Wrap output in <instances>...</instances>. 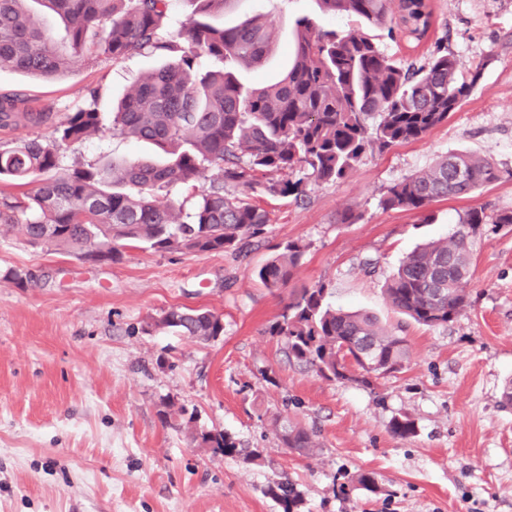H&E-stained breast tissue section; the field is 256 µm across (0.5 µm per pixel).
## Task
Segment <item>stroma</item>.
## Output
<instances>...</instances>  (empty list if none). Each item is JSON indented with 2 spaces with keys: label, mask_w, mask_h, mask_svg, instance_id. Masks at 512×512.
<instances>
[{
  "label": "stroma",
  "mask_w": 512,
  "mask_h": 512,
  "mask_svg": "<svg viewBox=\"0 0 512 512\" xmlns=\"http://www.w3.org/2000/svg\"><path fill=\"white\" fill-rule=\"evenodd\" d=\"M429 3L435 23L418 43L324 12L317 0H234L217 16L221 25L257 15L273 25L263 65L236 71L250 87L287 71L301 17L365 31L420 64L444 37L463 75L481 72L447 124L365 155L345 179L310 184L305 201L252 193L272 222L248 257L130 243L119 260L95 262L0 226V512H281L262 490L284 478L301 491L304 512H512V409L501 405L512 380V226L486 224L471 238L469 302L448 325L401 323L383 296L401 259L450 236L468 209L512 211V0ZM157 63L78 59L54 78L0 70V94L23 93L59 118L96 87L106 114ZM461 151L492 158L506 177L475 196L432 202L427 224L381 208L388 186ZM155 155L107 132L69 144L61 163ZM349 208L361 219L340 223ZM289 240L307 251L286 288L267 289L253 271ZM17 272L31 281L17 284ZM320 284L332 307L403 325L408 363L377 392L324 379L269 335L291 298ZM173 307L220 314L223 336L146 331ZM171 400L193 410L199 428L231 434L238 454L197 447L165 424L159 412ZM400 414L414 419V437L390 433ZM291 422L317 431L310 455L282 445L278 431ZM255 449L264 462L246 463ZM362 472L375 474L378 491L356 486Z\"/></svg>",
  "instance_id": "obj_1"
}]
</instances>
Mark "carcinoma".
<instances>
[{
	"label": "carcinoma",
	"mask_w": 512,
	"mask_h": 512,
	"mask_svg": "<svg viewBox=\"0 0 512 512\" xmlns=\"http://www.w3.org/2000/svg\"><path fill=\"white\" fill-rule=\"evenodd\" d=\"M28 0H0V70L50 78L65 69L66 54L28 10ZM66 22L69 47L114 63L141 54L165 63L141 76L103 123L98 92L66 115L55 137L0 142V180L16 187L37 184L20 196L0 191V223L19 224L33 240L98 258L114 260L127 243L188 252L245 256L272 223L271 212L251 203L248 192L307 196L310 182L342 180L363 156L418 140L448 121L477 82L459 78L458 61L443 43L422 64L387 54L368 34L343 35L296 20L286 74L258 87L243 86L235 71L258 67L271 50V25L253 18L217 26L212 17L235 0H191L194 9L177 35L163 33L172 0H36ZM333 14L355 15L387 30V35L421 40L432 26L428 0H318ZM220 61L223 69L203 71L199 60ZM52 119L46 108L20 94L0 95V130L42 126ZM111 131L154 145L159 162L94 161L70 168L60 164L62 146ZM211 169L209 186L198 190L191 212L157 203L156 193L177 186L195 187ZM490 158L451 153L423 171L387 187L382 208L415 211L430 219L429 205L439 198L463 197L501 179ZM511 225L512 211L490 217L482 207L459 217L449 237L428 242L408 254L388 279L385 299L394 313L425 327L453 322L467 304L463 285L471 277L469 240L483 224ZM308 245L292 240L278 246L256 271L264 287L287 286ZM146 330H175L209 341L224 333L221 317L204 308L173 307L146 324ZM288 357L323 377L375 391L380 376L361 361L349 369L336 361V348L374 349L372 358L396 374L408 362L405 336L364 311H345L325 302V286L305 288L269 327ZM161 418L186 429L192 441L226 456L239 453L228 433L200 430L183 405L164 404ZM401 439L416 434L407 415L389 422ZM284 447L307 454L318 447L316 432L298 424L280 432ZM265 496L282 512H301L303 498L285 479L267 484Z\"/></svg>",
	"instance_id": "carcinoma-1"
}]
</instances>
